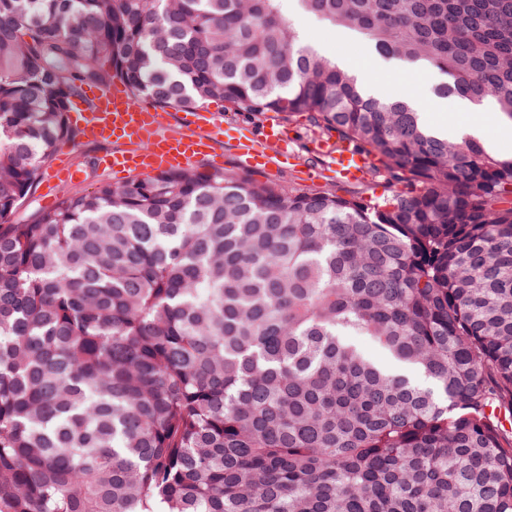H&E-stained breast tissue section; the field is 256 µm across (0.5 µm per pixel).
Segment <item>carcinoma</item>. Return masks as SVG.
<instances>
[{"label": "carcinoma", "mask_w": 512, "mask_h": 512, "mask_svg": "<svg viewBox=\"0 0 512 512\" xmlns=\"http://www.w3.org/2000/svg\"><path fill=\"white\" fill-rule=\"evenodd\" d=\"M293 2L512 123V0ZM112 81L402 189L181 169L14 221ZM0 512H512V156L365 91L288 0H0Z\"/></svg>", "instance_id": "cac0c4a2"}]
</instances>
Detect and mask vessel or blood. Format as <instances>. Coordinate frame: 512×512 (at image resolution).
<instances>
[{
	"instance_id": "obj_1",
	"label": "vessel or blood",
	"mask_w": 512,
	"mask_h": 512,
	"mask_svg": "<svg viewBox=\"0 0 512 512\" xmlns=\"http://www.w3.org/2000/svg\"><path fill=\"white\" fill-rule=\"evenodd\" d=\"M83 99L91 103V110L72 113L71 119L98 141L116 143V150L104 154L101 163L122 178L184 169L205 157L216 167L224 165V155L209 134L216 119L207 111L183 113L178 130L171 132L167 129V112L134 102L122 85L108 91L85 87ZM281 142L280 131L272 127L260 140L239 136L234 150L245 167H271L279 161ZM334 166L342 176L356 179L366 170L368 161L358 151L346 149L335 153ZM75 178L73 165H51L44 183L48 202L56 201L58 186Z\"/></svg>"
}]
</instances>
